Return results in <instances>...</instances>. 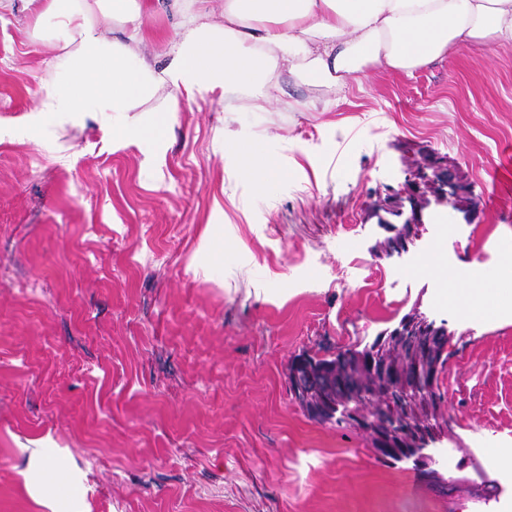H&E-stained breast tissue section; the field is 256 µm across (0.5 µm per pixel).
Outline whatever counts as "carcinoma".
Instances as JSON below:
<instances>
[{"mask_svg": "<svg viewBox=\"0 0 512 512\" xmlns=\"http://www.w3.org/2000/svg\"><path fill=\"white\" fill-rule=\"evenodd\" d=\"M431 342V336L422 331L409 336L399 347L389 345L376 352V366L386 368L385 376L372 371L368 364L371 350L366 345L356 344L348 355L338 354L331 360L303 357L289 368L293 399L313 420L354 400V412L367 424H353L342 418L333 422L361 436L377 455L400 461L404 448L414 442V435L398 433L402 418L416 426L426 423L448 437V406L442 404V396L423 402L400 386L405 365L425 362L428 352H434L433 360L443 365L448 362V355L430 349Z\"/></svg>", "mask_w": 512, "mask_h": 512, "instance_id": "obj_1", "label": "carcinoma"}]
</instances>
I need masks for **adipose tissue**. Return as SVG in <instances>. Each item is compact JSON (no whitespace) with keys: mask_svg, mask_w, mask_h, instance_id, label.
Returning a JSON list of instances; mask_svg holds the SVG:
<instances>
[{"mask_svg":"<svg viewBox=\"0 0 512 512\" xmlns=\"http://www.w3.org/2000/svg\"><path fill=\"white\" fill-rule=\"evenodd\" d=\"M196 2L171 0L172 33L161 67L141 50L153 0H36L33 29L57 52L38 114L66 123L111 120L113 140L124 143L149 130L138 114L169 84L190 94L256 88L266 101L279 92L285 72L342 88L367 68L410 74L475 44L512 45V0H224L220 22ZM102 16L125 37L104 35ZM423 271L462 319L490 315L481 279L457 288L455 273L434 255ZM32 460L28 491L78 485L50 447L33 449Z\"/></svg>","mask_w":512,"mask_h":512,"instance_id":"adipose-tissue-1","label":"adipose tissue"}]
</instances>
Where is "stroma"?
<instances>
[{
  "label": "stroma",
  "instance_id": "stroma-1",
  "mask_svg": "<svg viewBox=\"0 0 512 512\" xmlns=\"http://www.w3.org/2000/svg\"><path fill=\"white\" fill-rule=\"evenodd\" d=\"M25 0L0 14V512H46L28 449L50 440L87 512H512V313L462 320L433 277L396 272L437 252L480 275L512 253V46L480 45L413 74L367 69L344 90L282 76L263 108L242 89L158 97V137L42 119L53 50ZM281 168L265 190L238 163ZM452 167L479 217L439 223L375 258L379 191L421 163ZM446 322L452 458L444 490L412 462L306 416L288 368L372 341L413 304ZM235 152L240 165L254 174L258 190H262L270 176L279 173L274 164L255 148L236 146Z\"/></svg>",
  "mask_w": 512,
  "mask_h": 512
}]
</instances>
